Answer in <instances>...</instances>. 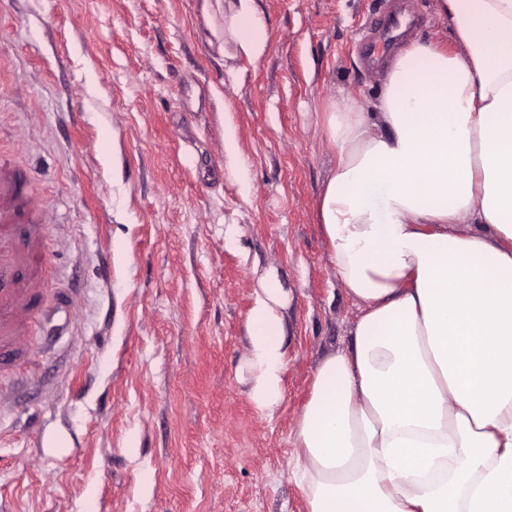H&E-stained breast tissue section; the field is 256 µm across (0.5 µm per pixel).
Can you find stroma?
<instances>
[{
	"label": "stroma",
	"mask_w": 512,
	"mask_h": 512,
	"mask_svg": "<svg viewBox=\"0 0 512 512\" xmlns=\"http://www.w3.org/2000/svg\"><path fill=\"white\" fill-rule=\"evenodd\" d=\"M379 2L257 0L253 65L200 0H0V174L43 226L54 315L0 366V512H305L292 430L358 313L316 219L319 110L380 94L355 48ZM269 271L271 415L244 369ZM285 297L277 276L267 274L256 291L248 317L249 348L244 367L251 379L249 398L267 414H272L281 400L287 366L281 313Z\"/></svg>",
	"instance_id": "stroma-1"
}]
</instances>
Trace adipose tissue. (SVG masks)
Returning a JSON list of instances; mask_svg holds the SVG:
<instances>
[{
    "label": "adipose tissue",
    "mask_w": 512,
    "mask_h": 512,
    "mask_svg": "<svg viewBox=\"0 0 512 512\" xmlns=\"http://www.w3.org/2000/svg\"><path fill=\"white\" fill-rule=\"evenodd\" d=\"M452 44L413 42L381 96L320 114L335 167L316 217L359 305L296 421L306 512H512V0H439ZM249 63L256 0H202ZM286 292L248 317L249 398L273 413Z\"/></svg>",
    "instance_id": "ef3b65f1"
}]
</instances>
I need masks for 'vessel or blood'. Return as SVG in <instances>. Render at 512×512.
Wrapping results in <instances>:
<instances>
[{
  "label": "vessel or blood",
  "instance_id": "vessel-or-blood-1",
  "mask_svg": "<svg viewBox=\"0 0 512 512\" xmlns=\"http://www.w3.org/2000/svg\"><path fill=\"white\" fill-rule=\"evenodd\" d=\"M407 0H380L382 12L378 19L369 21L361 28L356 46L362 64L370 75H380L387 63L393 46L402 45L417 24V17L406 7ZM22 192L20 185L11 181L0 182V344L17 346L28 329L41 323L43 315L34 302L39 287L38 280H31L24 287H17L14 276L17 267L37 268L45 263L44 247H41V229L32 224L28 227L30 239L37 245L28 250L15 246L18 230L11 202Z\"/></svg>",
  "mask_w": 512,
  "mask_h": 512
}]
</instances>
